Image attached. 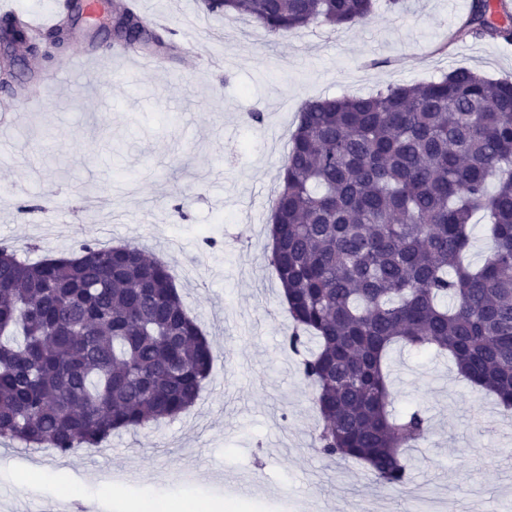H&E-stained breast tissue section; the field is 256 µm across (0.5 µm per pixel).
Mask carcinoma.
Masks as SVG:
<instances>
[{"mask_svg": "<svg viewBox=\"0 0 512 512\" xmlns=\"http://www.w3.org/2000/svg\"><path fill=\"white\" fill-rule=\"evenodd\" d=\"M269 35L368 21L377 0H204ZM85 12L64 4L44 35L0 19V38L32 62L60 60ZM472 0L461 30L512 44V17ZM135 37L116 48L165 57L171 38L128 0L106 18ZM489 224L484 263L463 261L470 221ZM269 265L284 289L324 425L313 450L365 464L376 482L408 481L404 450L429 432L418 409L389 410L386 369L404 343L446 354L471 386L512 413V82L469 69L367 95L306 102L272 207ZM215 359L175 277L142 249L85 241L31 262L0 249V438L61 455L98 447L189 411Z\"/></svg>", "mask_w": 512, "mask_h": 512, "instance_id": "cac0c4a2", "label": "carcinoma"}]
</instances>
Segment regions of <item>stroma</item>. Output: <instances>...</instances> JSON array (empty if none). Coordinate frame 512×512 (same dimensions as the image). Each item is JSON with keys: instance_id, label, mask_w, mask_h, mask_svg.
I'll return each mask as SVG.
<instances>
[{"instance_id": "1", "label": "stroma", "mask_w": 512, "mask_h": 512, "mask_svg": "<svg viewBox=\"0 0 512 512\" xmlns=\"http://www.w3.org/2000/svg\"><path fill=\"white\" fill-rule=\"evenodd\" d=\"M471 0H404L365 24L313 25L276 38L203 0H138L181 51L128 80L78 95L23 88L32 111L0 130V247L66 257L79 243L130 244L166 263L214 347L212 373L186 414L67 456L0 439V512H61L57 491L116 499L233 500V512H506L512 505V416L452 363L411 348L389 363L392 409L423 411L426 441L408 449L407 484L374 483L360 463L311 448L313 391L281 347L289 319L269 266L272 196L307 101L368 94L464 67L512 80V48L461 32ZM261 113L254 122L252 113ZM92 473L119 474L110 488Z\"/></svg>"}]
</instances>
